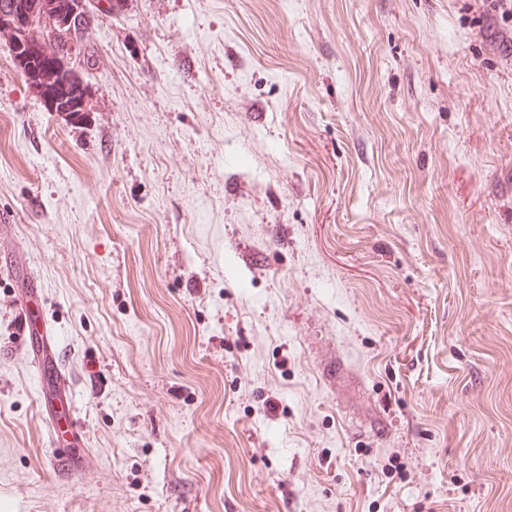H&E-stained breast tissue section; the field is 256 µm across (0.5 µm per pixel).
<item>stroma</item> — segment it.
Instances as JSON below:
<instances>
[{
    "label": "stroma",
    "instance_id": "obj_1",
    "mask_svg": "<svg viewBox=\"0 0 512 512\" xmlns=\"http://www.w3.org/2000/svg\"><path fill=\"white\" fill-rule=\"evenodd\" d=\"M83 48L62 116L0 34V260L92 454L0 275V512H512V20L121 0ZM38 288H28L17 295V308L19 310V322L17 326V334L22 343L33 354L32 364L36 368L40 378L39 398L43 408L46 424L51 433L58 434L60 430V418L52 411L54 400H62L65 398L69 404L76 402V397L72 386L67 383L66 373L58 366L55 368L52 359L55 358L56 339L52 329L44 325L39 330L32 322L28 303L32 301L33 294ZM53 375L55 381V394L47 396L41 388V383L46 375Z\"/></svg>",
    "mask_w": 512,
    "mask_h": 512
}]
</instances>
